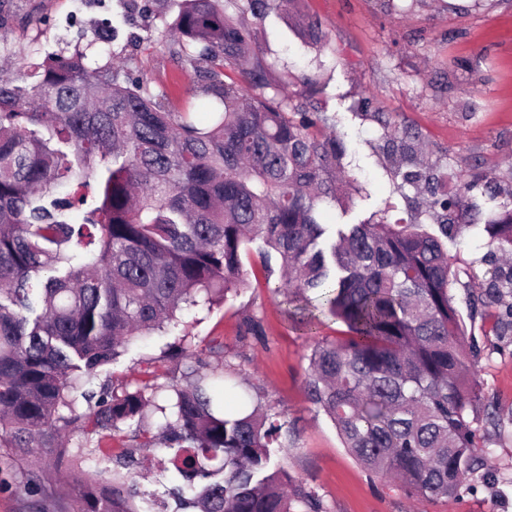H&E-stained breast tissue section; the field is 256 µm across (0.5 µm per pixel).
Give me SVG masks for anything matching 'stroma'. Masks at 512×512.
<instances>
[{
    "label": "stroma",
    "instance_id": "1",
    "mask_svg": "<svg viewBox=\"0 0 512 512\" xmlns=\"http://www.w3.org/2000/svg\"><path fill=\"white\" fill-rule=\"evenodd\" d=\"M405 6L397 14L388 0H304L333 52L303 47L277 11L262 23L259 42L277 59L286 94L303 92V73L326 83L327 130L344 142L346 173L358 186L347 212L326 209V223L362 224L393 206L405 219L438 232V223L394 173L383 148L384 115L421 134L429 163L454 175L448 191L492 174L491 187L477 198L479 211L448 243L460 280L456 306L483 393L473 423L483 450L481 479L449 499L410 497L344 448L332 421L310 402L305 381L312 336L341 340L347 328L327 316L307 333L303 312L286 304L277 278L266 276L253 249L237 294L212 309L183 312L174 332L135 341L99 368L92 383L154 388L162 405L166 385L184 383L186 373L206 372L221 360L242 390L279 413L290 444L281 466L316 494L326 512H512V327H495L494 307L481 301L493 270L486 258L494 250L483 226L512 197V0H406ZM105 20L120 24L118 36L106 43L98 38ZM148 29L151 41H131V34ZM44 50H79L92 62L114 59L174 106L201 96L194 64L164 34L160 17L124 12L118 0H0V76L24 72ZM134 434L125 425L115 431L88 424L74 429L60 448L39 439L28 448L0 447V512H27L18 488L35 475L47 508H55L66 498L76 456L85 471L103 475L101 492L122 484L137 512H149L155 500L176 512L168 493L172 450L137 447Z\"/></svg>",
    "mask_w": 512,
    "mask_h": 512
}]
</instances>
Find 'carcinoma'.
<instances>
[{"label": "carcinoma", "mask_w": 512, "mask_h": 512, "mask_svg": "<svg viewBox=\"0 0 512 512\" xmlns=\"http://www.w3.org/2000/svg\"><path fill=\"white\" fill-rule=\"evenodd\" d=\"M300 0H178L168 31L203 80L193 111L170 108L148 84L107 62L47 51L29 85L0 80V444L63 439L82 397L94 425L116 430L162 414L139 448L176 449L174 474L196 512H323L276 459L288 447L278 414L252 403L218 413L224 364L171 384L166 406L143 389L96 396L77 379L111 364L136 336L212 308L244 285V247L257 243L266 272L277 262L288 302L318 294L320 311L349 336L318 340L309 400L367 470L411 496H455L479 477L469 412L481 399L442 238L470 211L476 185L439 191L443 175L419 137L388 134L395 173L426 197L438 237L402 217L338 228L322 204L347 212L346 151L323 132V84L282 94L277 63L257 26L280 11L305 46L331 48ZM512 256V199L485 224ZM512 267L495 269L485 299L502 302ZM221 459L213 470L210 462ZM81 475L70 492L81 512H135L123 490L97 493Z\"/></svg>", "instance_id": "1"}]
</instances>
